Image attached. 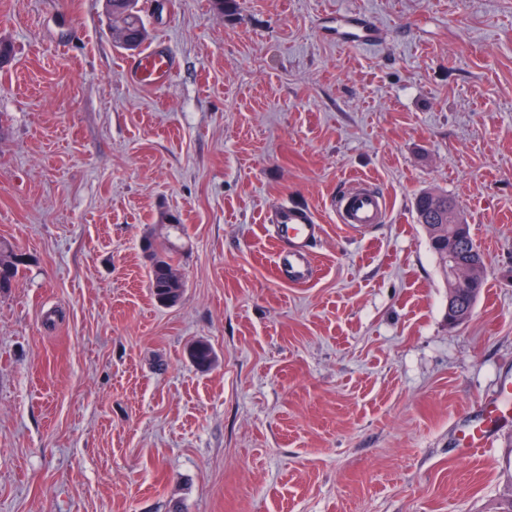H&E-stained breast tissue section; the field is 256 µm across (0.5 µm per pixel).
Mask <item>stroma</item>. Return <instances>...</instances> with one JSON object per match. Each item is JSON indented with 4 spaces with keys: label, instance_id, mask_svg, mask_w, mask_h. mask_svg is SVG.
<instances>
[{
    "label": "stroma",
    "instance_id": "35a3bbf8",
    "mask_svg": "<svg viewBox=\"0 0 512 512\" xmlns=\"http://www.w3.org/2000/svg\"><path fill=\"white\" fill-rule=\"evenodd\" d=\"M164 88L103 0H0V512H497L512 419V0H139ZM378 37L350 48L336 15ZM383 223H337L350 179ZM447 192L486 256L471 318L412 203ZM323 226L275 273L267 218ZM181 224L175 305L142 238ZM210 345L199 368L192 343ZM128 65L132 81L144 88H161L167 85L175 74L172 57L159 51H149ZM275 224V239L279 251L275 268L288 283L302 285L313 278L311 244L321 234V224L316 215L305 208L293 205L277 206L271 213ZM22 254L17 253L14 246L0 241V290L12 288L13 282L23 264ZM505 405L503 398L499 397L494 401L480 405L483 415V422L471 428L461 430V441L464 452H470L476 448H484L491 436L492 426L502 413L501 406Z\"/></svg>",
    "mask_w": 512,
    "mask_h": 512
}]
</instances>
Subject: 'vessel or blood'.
<instances>
[{
	"label": "vessel or blood",
	"mask_w": 512,
	"mask_h": 512,
	"mask_svg": "<svg viewBox=\"0 0 512 512\" xmlns=\"http://www.w3.org/2000/svg\"><path fill=\"white\" fill-rule=\"evenodd\" d=\"M340 35L342 42L356 46L370 45L376 39L375 30L362 18L352 15L341 17ZM129 70L136 85L157 89L167 85L173 78L175 63L165 53L150 51L130 62ZM334 209L338 223L356 229L382 223L386 216L384 198L372 188L370 182L362 179L352 182L339 195ZM271 222L275 226V238L279 243L275 257L277 273L291 284L302 285L310 282L314 272L311 245L321 234L316 215L310 210L285 204L272 211ZM503 404L504 401L500 398L482 404V423L461 432L464 451L469 452L487 445L492 426L498 421Z\"/></svg>",
	"instance_id": "obj_1"
}]
</instances>
